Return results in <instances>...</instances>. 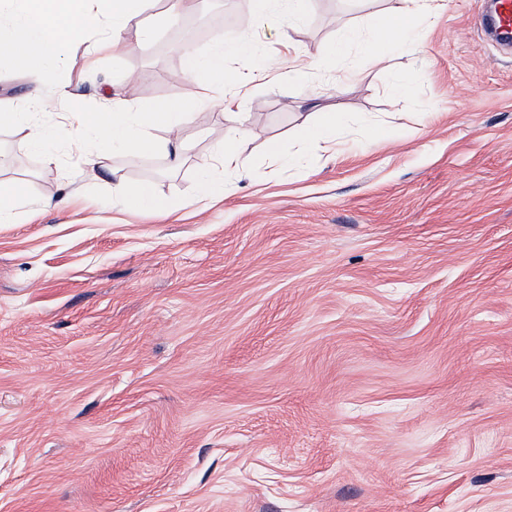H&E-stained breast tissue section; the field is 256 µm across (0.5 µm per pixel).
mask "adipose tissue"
Returning <instances> with one entry per match:
<instances>
[{"instance_id":"obj_1","label":"adipose tissue","mask_w":512,"mask_h":512,"mask_svg":"<svg viewBox=\"0 0 512 512\" xmlns=\"http://www.w3.org/2000/svg\"><path fill=\"white\" fill-rule=\"evenodd\" d=\"M146 4L147 0H0V14L8 17L7 24L0 26V64L27 75L38 87L51 90L54 100L64 108L59 121L49 127L34 119L46 104L42 98L32 101L26 112H5L0 119L27 124L30 133L24 146L40 152L46 167H58V151L65 148L77 151L85 167L111 174L113 199L133 214L162 213L168 205L150 183L128 192L122 176L111 172L113 154L154 152L158 147L154 132L160 127L170 133L169 146L181 150L179 120L207 106L223 111L231 130L223 144L214 148V156L224 167L246 171L247 161L235 148L236 140L249 133L240 111L239 89L265 74L261 66L249 73L226 74L227 52L240 53L244 47L219 37L212 52L203 54L186 48L183 75L188 90L181 99L168 102L157 111L140 112L115 105L99 112H85L71 107L54 67L63 49L76 41L85 43L87 68L91 71L102 56L130 52L133 39L142 40L150 34L141 24ZM131 29L136 32L132 39L127 36Z\"/></svg>"}]
</instances>
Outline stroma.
I'll return each mask as SVG.
<instances>
[{"instance_id": "obj_1", "label": "stroma", "mask_w": 512, "mask_h": 512, "mask_svg": "<svg viewBox=\"0 0 512 512\" xmlns=\"http://www.w3.org/2000/svg\"><path fill=\"white\" fill-rule=\"evenodd\" d=\"M397 5L312 0L293 30L278 5L175 24L149 0L152 39L98 72L65 47L87 112L182 97L183 45L220 32L248 47L226 69L308 65L314 91L242 89L251 174L220 170L219 201L198 192L212 109L181 164L111 161L165 217L0 124V180L28 190L0 223V512H512V54L475 24L487 0H445L371 60ZM311 112L336 113V148L272 162ZM112 199L120 201L125 210L138 214L142 212L164 213L167 203L156 193L151 183H144L134 193H129L122 176L112 168Z\"/></svg>"}]
</instances>
